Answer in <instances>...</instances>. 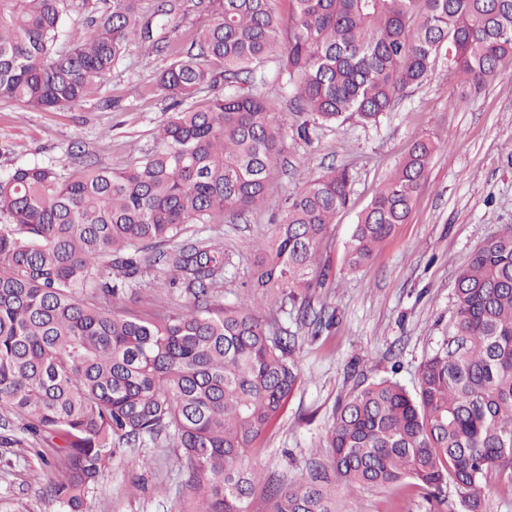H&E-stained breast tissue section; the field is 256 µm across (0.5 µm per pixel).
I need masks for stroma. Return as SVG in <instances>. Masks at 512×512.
Segmentation results:
<instances>
[{
	"label": "stroma",
	"instance_id": "35a3bbf8",
	"mask_svg": "<svg viewBox=\"0 0 512 512\" xmlns=\"http://www.w3.org/2000/svg\"><path fill=\"white\" fill-rule=\"evenodd\" d=\"M170 62L134 45L97 95L76 106L36 111L20 102L0 103V173L70 164L67 151L75 143L103 165L134 161L152 147L156 130L173 112L172 100L157 85ZM251 88L278 101L285 133L266 201L249 215L184 230L185 238L223 243L221 303L235 302L248 288L256 249L271 236L287 198L327 168L353 174L350 202L320 250L325 285L315 290L306 316L294 307L279 316L296 337L301 382L250 455L257 469L295 485L313 476L311 458L322 448L338 404L358 384L391 379L414 389L421 364L452 334L459 270L488 236L512 225V75L467 92L460 80L449 79L440 60L379 123L351 118L322 125L311 129L307 142L296 135L307 116L296 111L278 58L258 67ZM423 136L444 147L433 156L406 223L368 265L350 270L345 257L358 215ZM189 299L184 287L168 285L161 268L146 264L128 305L146 314ZM147 458L152 467L144 466ZM40 469L33 449L0 445V512H48L46 492L35 482ZM199 497L180 449L160 438L117 448L82 512H196ZM336 497L341 512H464L451 486L438 499L429 490L403 486L367 488L352 497L340 489Z\"/></svg>",
	"mask_w": 512,
	"mask_h": 512
}]
</instances>
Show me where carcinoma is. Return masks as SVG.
I'll use <instances>...</instances> for the list:
<instances>
[{"label":"carcinoma","mask_w":512,"mask_h":512,"mask_svg":"<svg viewBox=\"0 0 512 512\" xmlns=\"http://www.w3.org/2000/svg\"><path fill=\"white\" fill-rule=\"evenodd\" d=\"M110 2L86 19L80 0H0V102L77 105L136 43L172 57L157 82L181 102L276 55L312 124H375L441 55L474 90L512 64V0H290L286 24L271 0H197L205 22L188 43L156 36L178 0ZM275 112L258 92L227 91L174 113L124 167L34 164L0 176V407L45 444L36 454L51 512H80L117 446L161 435L182 451L198 512H249L259 483L275 512H339L333 482L354 495L408 479L439 494L449 484L465 512H483L491 477H512V227L458 272L453 335L416 388L360 384L338 406L323 475L285 486L246 463L301 380L295 345L261 301L311 302L353 176L331 167L306 181L233 305L217 303L223 248L179 237L186 224L263 205L284 151ZM440 147L417 141L358 217L350 269L406 222ZM153 259L191 301L145 316L121 309Z\"/></svg>","instance_id":"1"}]
</instances>
